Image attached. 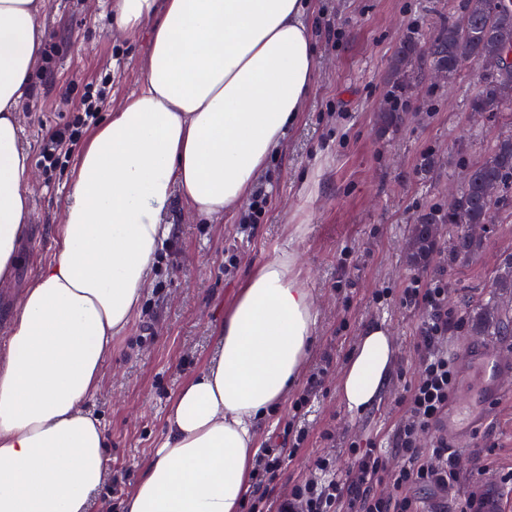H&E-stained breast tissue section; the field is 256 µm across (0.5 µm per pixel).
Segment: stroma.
<instances>
[{
	"label": "stroma",
	"mask_w": 512,
	"mask_h": 512,
	"mask_svg": "<svg viewBox=\"0 0 512 512\" xmlns=\"http://www.w3.org/2000/svg\"><path fill=\"white\" fill-rule=\"evenodd\" d=\"M40 22L49 61L39 62L31 98L21 106V146L37 158L42 135L66 120L89 82L111 77L108 120L140 86L151 43L143 26L128 38L113 26L104 0H46ZM463 0H310L308 20L318 60L314 88L303 112L261 175L269 205L252 236L238 233L240 209L223 218L196 217L179 201L164 215L171 235L159 248L150 284L137 312L102 369L100 386L86 408L102 424L110 468L93 496L90 512H123L166 430L179 391L216 353L217 334L241 288L281 251H291L296 271L313 299L315 341L294 393L323 371L304 415L282 402L259 422L257 445L282 436L285 424L308 433L300 451L285 450L275 491L308 475L315 459L331 457L337 473L354 467L352 446L378 445L400 465L393 435L404 416L401 399L416 377L418 336L424 314L403 302L413 277L448 283V310L456 322L447 350L457 374L454 401L479 404L476 426L464 445L449 442L458 475L448 492L412 488L420 512H460L484 499L488 512H512V388L481 401L478 372L466 361L467 345H486L512 363V332L476 333L479 315L494 310L512 320V288L497 280L512 264V204L494 222L477 227L474 257L449 264L458 228H436V249L426 270L407 262L413 220L455 193L466 169L488 155L490 144L512 136V112H471L476 67L453 78H431L425 59L413 60L419 78L403 100V122L379 120L392 85L401 39L412 32L428 39L454 20ZM338 30L329 39V30ZM76 159L53 174L37 170L30 188L31 222L22 260L0 283V341L22 294L49 261L62 224ZM387 327L394 345L391 377L379 401L349 411L339 392L343 369L362 330Z\"/></svg>",
	"instance_id": "1"
}]
</instances>
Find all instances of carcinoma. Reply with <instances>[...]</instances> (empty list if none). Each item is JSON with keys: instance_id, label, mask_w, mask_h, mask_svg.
<instances>
[{"instance_id": "carcinoma-1", "label": "carcinoma", "mask_w": 512, "mask_h": 512, "mask_svg": "<svg viewBox=\"0 0 512 512\" xmlns=\"http://www.w3.org/2000/svg\"><path fill=\"white\" fill-rule=\"evenodd\" d=\"M512 45V0H464L461 14L443 24L426 42L408 35L402 41L395 66L396 85L390 105L381 111V122L394 126L400 120V91L410 82L405 66L427 57L431 68L447 78L467 65H480L484 78L470 100L475 112L512 111V72L504 73L498 59L504 45ZM512 198V138L494 143L487 158L469 168L448 206L416 216L409 261L419 268L428 263L434 249V225L460 227L450 251V261H465L480 248V240L468 232L474 224H490Z\"/></svg>"}]
</instances>
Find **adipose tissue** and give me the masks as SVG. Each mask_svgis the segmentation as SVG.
Here are the masks:
<instances>
[{"mask_svg": "<svg viewBox=\"0 0 512 512\" xmlns=\"http://www.w3.org/2000/svg\"><path fill=\"white\" fill-rule=\"evenodd\" d=\"M45 7L0 0V280L31 221L18 112ZM110 11L126 32L153 22L145 76L82 149L57 250L0 342V512H89L110 463L85 405L148 285L164 211L177 197L215 219L242 202L313 89L305 0H111ZM294 264L281 253L242 288L124 512H240L257 421L284 399L313 340ZM393 354L388 329L366 326L341 378L348 410L379 400Z\"/></svg>", "mask_w": 512, "mask_h": 512, "instance_id": "obj_1", "label": "adipose tissue"}]
</instances>
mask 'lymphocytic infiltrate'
Here are the masks:
<instances>
[{
    "instance_id": "obj_1",
    "label": "lymphocytic infiltrate",
    "mask_w": 512,
    "mask_h": 512,
    "mask_svg": "<svg viewBox=\"0 0 512 512\" xmlns=\"http://www.w3.org/2000/svg\"><path fill=\"white\" fill-rule=\"evenodd\" d=\"M109 93L105 82L87 90L72 120L47 130L38 153L46 171H55L66 162L82 136L97 125ZM403 300L424 312L420 369L406 389V413L395 434L404 465L391 469L375 448L354 449L355 467L344 475L333 470L328 458L318 459L316 475L297 480L287 494L271 501L266 512H418L409 489L445 490L456 481V460L447 440L436 437L430 448L417 443L419 432L432 429L447 411L456 386L455 368L443 347L452 323L447 284L440 279L413 278L403 290Z\"/></svg>"
}]
</instances>
